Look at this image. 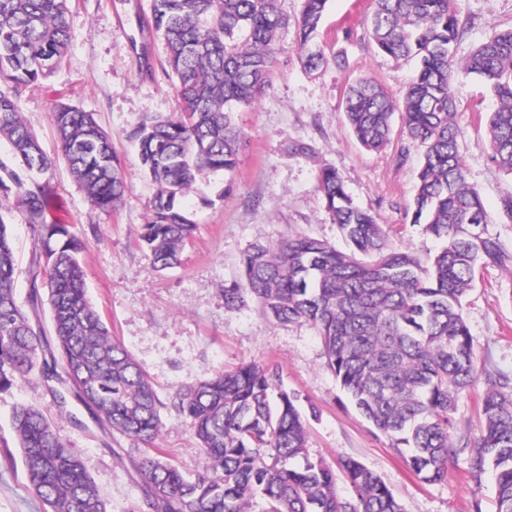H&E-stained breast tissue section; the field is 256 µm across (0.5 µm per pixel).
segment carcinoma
Returning a JSON list of instances; mask_svg holds the SVG:
<instances>
[{"instance_id":"obj_1","label":"carcinoma","mask_w":512,"mask_h":512,"mask_svg":"<svg viewBox=\"0 0 512 512\" xmlns=\"http://www.w3.org/2000/svg\"><path fill=\"white\" fill-rule=\"evenodd\" d=\"M328 0H304L297 22L305 68L328 64L314 35ZM70 0H0V189L15 194L38 234L49 266L45 289L59 358L43 355L15 289L10 225L0 218V391L35 375L60 378L99 421L134 443L151 444L162 428L151 381L94 309L74 225L49 214L54 188L31 172L52 159L23 121L27 85L58 66L71 39ZM288 21L277 0H154L151 27L166 47L181 111L136 128L141 166L156 188L139 241L153 269L178 264L193 224L179 199L205 171L231 172L243 142L233 113L252 106L270 84L275 38ZM465 32L451 0H375L371 35L377 50L415 62L403 98L371 78L353 82L344 99L347 132L365 149L391 141L394 121L423 147L411 223L441 243L429 263L389 247L381 225L354 204L336 169L316 174L325 208L347 245L318 239L256 244L241 278L224 286V306L253 304L276 325L306 322L320 337L328 369L351 403L385 436L423 481L444 480L448 463L468 454L479 492L494 472L497 512H512V394L507 376L484 371L483 430L455 443L452 413L459 393L479 375L463 299L476 268L512 269V250L483 231L494 223L467 181L462 130L452 92L458 72L474 75L497 108L487 115L489 159L512 177V27L499 29L458 61ZM60 151L90 205L115 210L127 191L111 138L93 114L69 104L53 113ZM174 408L197 440L202 468L192 474L164 453L141 459L142 489L152 512H405L381 478L352 456L338 467L310 457L298 395L277 368L244 364L180 387ZM25 475L46 512H107L81 459L59 440L53 422L21 403L11 416ZM350 495L336 490V473Z\"/></svg>"}]
</instances>
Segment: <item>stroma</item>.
Listing matches in <instances>:
<instances>
[{"mask_svg": "<svg viewBox=\"0 0 512 512\" xmlns=\"http://www.w3.org/2000/svg\"><path fill=\"white\" fill-rule=\"evenodd\" d=\"M278 6L290 25L276 41L272 82L253 106L234 114L245 136L236 169L202 174L184 197L194 228L180 265L172 269L154 271L139 244L154 187L130 137L143 122L181 110L165 72L164 43L140 26L150 18L153 0H71L72 39L62 62L22 96L23 119L53 161L46 177L56 191L54 213L75 224L84 245L88 297L162 403L163 427L152 448L197 467L193 434L172 406L178 389L243 364L269 365L278 368L285 388L300 394L303 406L315 408L305 417L311 456L330 465L340 455L355 456L381 477L405 512H497L491 479L474 486L465 456L451 460L445 480L426 483L416 477L345 399L308 323L276 325L251 304L224 307V286L239 279L241 258L252 245L308 237L341 246L316 187L322 167L336 169L393 247L423 260L435 250L410 222L421 148L397 129L384 149L369 151L345 131L343 100L351 83L370 77L399 98L413 76L410 64L377 52L369 30L373 0H329L316 41L331 61L314 74L301 64L294 27L303 0H278ZM453 7L467 22L455 46L460 60L493 28L512 25V0H453ZM453 92L467 179L496 219L489 232L512 249V223L497 221L503 199L512 195V179L489 162L479 120L495 100L478 79L463 73L456 75ZM61 103L93 113L111 138L129 186L118 209H92L61 158L52 120ZM300 143L307 153L294 152ZM0 217L12 226L18 299L41 331L45 352H53L48 305L30 302L34 282L45 278L38 238L14 194L0 193ZM463 307L479 366L512 376V270L479 266ZM485 390L480 379L460 395L453 412L459 435L478 437ZM20 403L39 407L53 422L60 441L80 456L108 512H149L138 453L76 399L71 384L32 379L0 391V436L10 437L11 414ZM6 453L0 447V512H46L20 458Z\"/></svg>", "mask_w": 512, "mask_h": 512, "instance_id": "obj_1", "label": "stroma"}]
</instances>
